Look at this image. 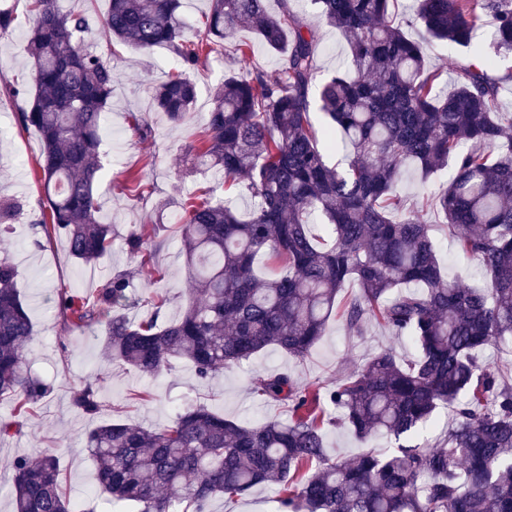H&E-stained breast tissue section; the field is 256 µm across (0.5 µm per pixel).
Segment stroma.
<instances>
[{"label": "stroma", "mask_w": 512, "mask_h": 512, "mask_svg": "<svg viewBox=\"0 0 512 512\" xmlns=\"http://www.w3.org/2000/svg\"><path fill=\"white\" fill-rule=\"evenodd\" d=\"M294 11L316 32L319 78H326L346 63L348 48L341 34L320 22L310 0H291ZM63 10L86 14L88 28L84 44L92 52L110 59L113 67L112 98L105 111L103 178L98 190L99 216L118 233L109 254L95 265L74 260L64 240L46 242L39 228L46 205L39 181L40 139L34 128H22L18 112L29 109L31 95L15 94L17 84L31 86L28 45L33 21L27 0H0L12 22L0 30V198L17 201L16 212L5 242V254L18 270L17 286L27 306L33 336L27 347L32 371L51 386L20 433L0 438V461L18 456L38 458L52 451L67 478L69 497L86 504L97 490V466L85 447V435L105 421L132 419L146 428L170 425L184 407L206 403L225 417L257 423L269 418L286 419L280 406L265 401L250 390L253 376L286 372L299 386L330 388L356 364L379 347L391 346L400 357H411L413 343L391 335L377 323H368L363 335L350 333L341 319L329 328L303 358L289 357L270 347L248 361L202 380L192 364L181 361L155 377L114 364L103 346L104 327L85 331L68 329L56 305L59 289L96 294L109 273L135 267L125 245L129 229H137L150 243H160L155 256L160 273L148 285H138L135 307L129 317L143 316V302L155 294L168 298L166 318L178 317L187 305L189 280L183 242L177 225L178 202L198 189L211 187L217 198H225L224 176L216 170L193 169L190 158L199 132L210 112L214 95L226 75L239 71L232 50L235 44L253 42L244 29L228 33L221 51L211 53L204 67L192 73L197 87L193 111L179 126L171 125L152 105V88L166 78L176 61L168 49L154 48L143 55L123 46H113L103 24L109 0H59ZM148 126L151 134L140 138L135 124ZM451 169L438 172L433 182L423 183L415 173L406 174L400 194L408 208L420 211L430 224L439 255L449 278L472 285L481 283L478 263L458 256L443 218L430 198L446 183ZM145 184L143 199L129 195L132 176ZM103 382L97 414L86 415L73 404L75 392L86 380ZM210 512H281L278 493L268 486L254 488L235 501L214 498Z\"/></svg>", "instance_id": "obj_1"}]
</instances>
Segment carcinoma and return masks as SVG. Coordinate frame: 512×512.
Segmentation results:
<instances>
[{
  "label": "carcinoma",
  "instance_id": "1",
  "mask_svg": "<svg viewBox=\"0 0 512 512\" xmlns=\"http://www.w3.org/2000/svg\"><path fill=\"white\" fill-rule=\"evenodd\" d=\"M35 94L19 123L40 136L39 168L49 221L46 240L65 239L85 264L112 250L115 232L98 217L103 114L112 95V63L84 51L86 18L55 0H27ZM350 50L345 69L319 87L321 128L311 122L317 40L309 24L279 0H211L203 25L186 35L181 0H109L112 38L140 53L165 46L178 68L159 84L153 104L174 125L196 100L190 72L246 29L280 54L277 79L251 66L246 43L235 54L246 73L224 79L200 134L194 161L216 168L256 199L247 218L230 200L182 204L181 238L189 302L172 321L167 299L148 301L139 320L122 310L135 278L158 269L142 260L118 270L93 296L60 289L57 306L74 329L105 325L115 362L154 377L174 360L201 380L273 346L302 358L340 315L352 333L375 319L417 349L410 359L383 347L325 393L302 390L286 372L257 375L253 393L288 408V419L244 424L193 404L163 428L106 422L87 434L98 486L135 512H208L272 485L282 512H512V113L499 107L501 84L491 54H512V0H413L406 24L397 0H311ZM490 15L491 47L475 42L477 10ZM469 49L452 64L450 86L425 61L422 41ZM349 148L343 169L327 163L336 135ZM453 178L432 203L458 252L479 263L480 286L449 280L430 225L398 192L413 167L424 181L447 166ZM320 214L328 229L312 233ZM0 258V397L31 413L50 386L30 369L33 327L16 279ZM355 292L339 303L344 288ZM501 353L492 366L486 348ZM99 380L75 393L83 413L99 410ZM340 411L327 415L325 404ZM455 425L440 446L416 442L442 406ZM339 424L359 440L379 436L389 452L353 458L326 453L324 428ZM14 512H74L57 458L25 456L10 464Z\"/></svg>",
  "mask_w": 512,
  "mask_h": 512
}]
</instances>
